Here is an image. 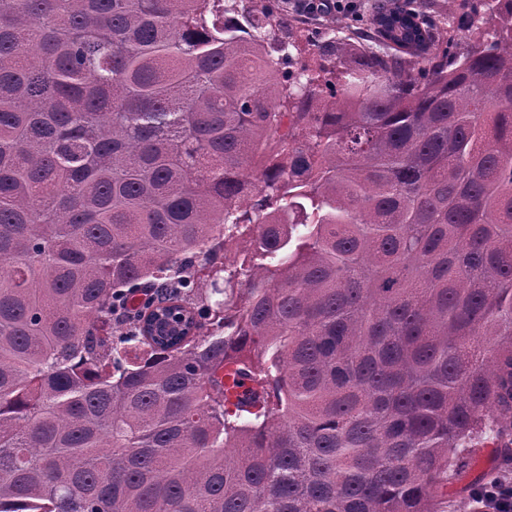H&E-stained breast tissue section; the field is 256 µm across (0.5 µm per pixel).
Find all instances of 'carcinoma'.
<instances>
[{
  "label": "carcinoma",
  "mask_w": 512,
  "mask_h": 512,
  "mask_svg": "<svg viewBox=\"0 0 512 512\" xmlns=\"http://www.w3.org/2000/svg\"><path fill=\"white\" fill-rule=\"evenodd\" d=\"M490 20L391 0L295 73L265 0H0V512H458L512 462Z\"/></svg>",
  "instance_id": "carcinoma-1"
}]
</instances>
